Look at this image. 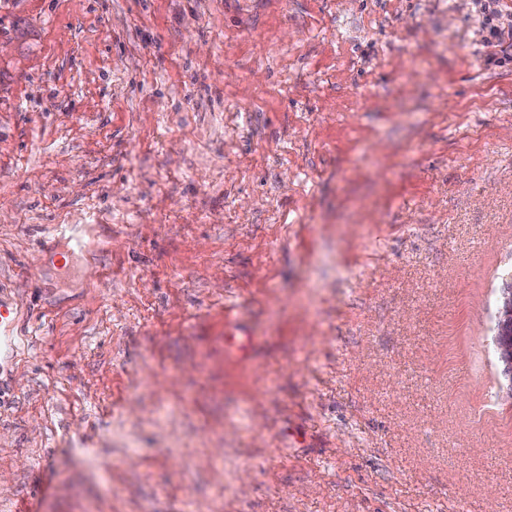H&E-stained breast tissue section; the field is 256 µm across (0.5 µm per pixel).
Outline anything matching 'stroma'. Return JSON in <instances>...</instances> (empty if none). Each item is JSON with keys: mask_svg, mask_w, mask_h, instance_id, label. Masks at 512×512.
<instances>
[{"mask_svg": "<svg viewBox=\"0 0 512 512\" xmlns=\"http://www.w3.org/2000/svg\"><path fill=\"white\" fill-rule=\"evenodd\" d=\"M492 8L0 0V512H512ZM496 326L493 345L499 377V398L512 405V281L505 280L497 289L495 302ZM13 312L0 304V358L9 355L16 347L12 334Z\"/></svg>", "mask_w": 512, "mask_h": 512, "instance_id": "35a3bbf8", "label": "stroma"}]
</instances>
